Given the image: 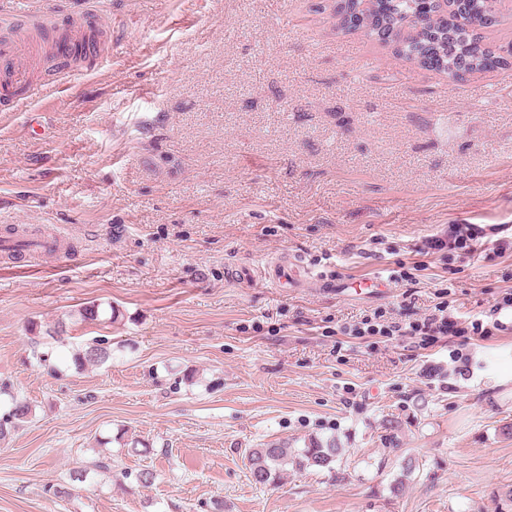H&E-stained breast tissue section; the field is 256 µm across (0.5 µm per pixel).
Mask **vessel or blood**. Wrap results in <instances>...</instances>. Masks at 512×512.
<instances>
[{
	"label": "vessel or blood",
	"mask_w": 512,
	"mask_h": 512,
	"mask_svg": "<svg viewBox=\"0 0 512 512\" xmlns=\"http://www.w3.org/2000/svg\"><path fill=\"white\" fill-rule=\"evenodd\" d=\"M111 39V26L92 11L65 10L59 20L43 25L31 20L27 10L16 9L11 23L0 28V72L11 78L10 88L0 92V112L38 101L66 77L81 74L82 62L101 60ZM37 51L49 67L35 81L30 77L29 59Z\"/></svg>",
	"instance_id": "1"
}]
</instances>
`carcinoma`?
<instances>
[{
  "instance_id": "obj_1",
  "label": "carcinoma",
  "mask_w": 512,
  "mask_h": 512,
  "mask_svg": "<svg viewBox=\"0 0 512 512\" xmlns=\"http://www.w3.org/2000/svg\"><path fill=\"white\" fill-rule=\"evenodd\" d=\"M421 10L422 0H370L369 6L361 10L360 15L362 26L365 28L382 22L399 31L406 17ZM484 17L483 0H471L468 23L463 27L428 17L420 31L402 38L397 55L423 66L424 51L433 50L440 56V60L436 61L437 68L450 76L454 73V58L457 55L469 56L473 69L477 71L498 65L500 61L493 60L491 54H484L473 46L470 30L483 26ZM110 356L111 351L106 347V340L99 339L74 354L73 360L76 366L82 367L86 364H103ZM29 413L27 403L15 402L7 416L0 419V439L5 438L15 425L23 422ZM340 456L341 449L337 448L334 442L325 445L313 442L299 453L274 442L248 449L245 459L252 481L266 485L274 482L290 466L332 471Z\"/></svg>"
}]
</instances>
